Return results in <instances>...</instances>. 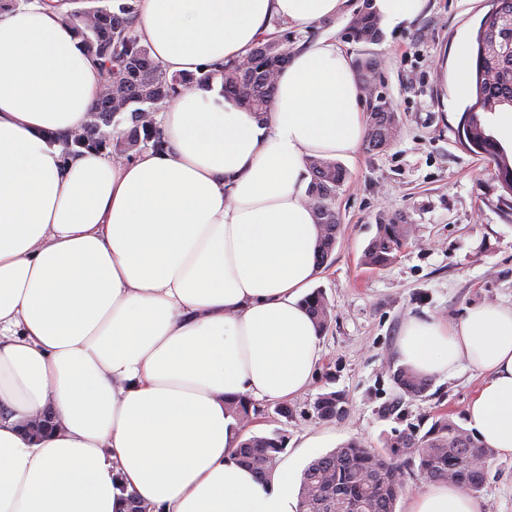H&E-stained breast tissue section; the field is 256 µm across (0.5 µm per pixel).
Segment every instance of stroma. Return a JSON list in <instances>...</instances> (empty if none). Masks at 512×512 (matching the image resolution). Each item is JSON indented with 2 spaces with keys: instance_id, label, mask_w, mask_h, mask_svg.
Wrapping results in <instances>:
<instances>
[{
  "instance_id": "1",
  "label": "stroma",
  "mask_w": 512,
  "mask_h": 512,
  "mask_svg": "<svg viewBox=\"0 0 512 512\" xmlns=\"http://www.w3.org/2000/svg\"><path fill=\"white\" fill-rule=\"evenodd\" d=\"M364 0H347L330 26L289 28L294 46L304 47L335 29L351 57L380 59L377 92L393 107L398 133L386 150L361 149L345 163L344 184L336 193L342 233L315 287L331 306V324L321 334V358L308 389L290 399L292 417L277 414L276 402L262 401L251 432L279 430L288 437L280 462L293 477L340 445L360 441L378 449L393 430L418 418L448 416L466 426V408L482 381L465 368L433 379L422 397L400 396L392 370L399 366L396 345L410 316L457 320L474 305H512V216L503 214L495 165L467 151L459 139L473 93L458 94L459 45L475 49L490 0H428L412 22L382 32L374 44L349 40L347 28ZM403 215L412 240L387 266L363 265L364 249L381 216ZM336 390L348 400L339 419L319 418L313 402ZM394 411H387L389 403ZM485 512H512V457L493 455L480 493Z\"/></svg>"
}]
</instances>
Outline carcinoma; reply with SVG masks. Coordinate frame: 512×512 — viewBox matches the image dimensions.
<instances>
[{
  "instance_id": "1",
  "label": "carcinoma",
  "mask_w": 512,
  "mask_h": 512,
  "mask_svg": "<svg viewBox=\"0 0 512 512\" xmlns=\"http://www.w3.org/2000/svg\"><path fill=\"white\" fill-rule=\"evenodd\" d=\"M137 2L125 0L114 10L84 9L65 15L67 26L108 77L91 120L61 137L67 156L111 146L113 156L127 159L145 149H163L165 141L153 111L175 100L194 83L191 76L168 73L152 57L138 32ZM371 5L372 0H365L350 20L348 36L356 42L374 44L380 39V22ZM497 6L495 17L480 23L475 59L476 100L463 112L460 141L473 154L493 161L503 188L511 196L508 207L512 210V162L486 133L480 118L482 112L512 111V0H497ZM294 50L286 31L259 38L244 56L219 66L224 93L241 107L266 114L275 93L277 73ZM379 69L380 61L374 56H361L354 61L357 79L370 95ZM123 122L127 127L119 135L107 131ZM397 131L396 112L385 99L375 96L367 119V149L388 148ZM307 168L311 175L307 196L320 227L323 265L339 239L340 217L333 199L346 180V171L339 163L323 158L308 159ZM410 239L411 227L404 219L396 215L382 217L377 234L363 253V264L374 268L387 265ZM304 303L319 329L326 330L331 310L323 290L307 295ZM393 379L400 392L411 397L424 396L432 386V380L407 365L398 366ZM313 408L322 419H337L347 412V399L343 393L331 390L319 394ZM227 409L241 424L252 422L262 412L249 398L231 399ZM285 444L286 435L279 431L252 436L240 444L239 458L265 482L271 479ZM492 453L473 434L445 417L434 420L427 428L419 422L404 432L388 435L376 451L351 441L314 459L304 469L297 512H396L407 481L414 477L452 482L477 494L484 487ZM113 487L130 508L147 512V507L138 503L137 495L119 478H114Z\"/></svg>"
}]
</instances>
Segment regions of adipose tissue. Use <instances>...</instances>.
<instances>
[{"mask_svg":"<svg viewBox=\"0 0 512 512\" xmlns=\"http://www.w3.org/2000/svg\"><path fill=\"white\" fill-rule=\"evenodd\" d=\"M345 2L138 0L153 58L197 82L158 116L164 150L129 160L46 138L81 128L104 81L61 21L70 0L0 7V512H125L116 477L153 512H296L288 468L262 482L240 463L225 402L314 378L306 161L355 159L363 92L332 32L279 72L264 117L213 70L272 18L304 27ZM397 353L424 377L479 371L467 425L512 456V306L410 317ZM48 409L60 429L31 439L23 421ZM407 512L483 505L437 481Z\"/></svg>","mask_w":512,"mask_h":512,"instance_id":"adipose-tissue-1","label":"adipose tissue"}]
</instances>
